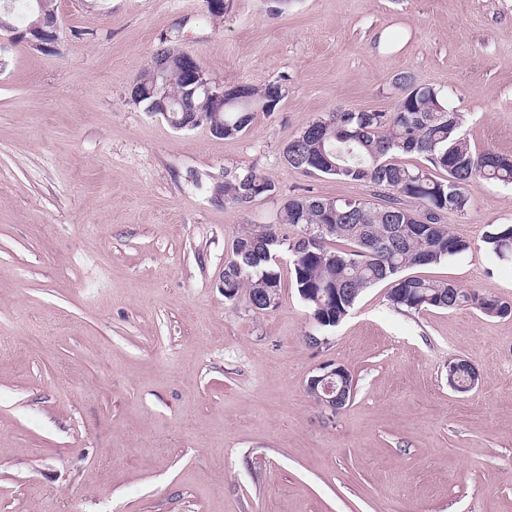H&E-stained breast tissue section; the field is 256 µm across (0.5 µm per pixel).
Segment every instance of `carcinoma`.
Here are the masks:
<instances>
[{
	"instance_id": "obj_1",
	"label": "carcinoma",
	"mask_w": 512,
	"mask_h": 512,
	"mask_svg": "<svg viewBox=\"0 0 512 512\" xmlns=\"http://www.w3.org/2000/svg\"><path fill=\"white\" fill-rule=\"evenodd\" d=\"M402 94L391 112H331L314 125L310 135H295L285 145L287 163L312 175L364 182L388 189L387 200L375 205L360 199H337L326 207L323 197L296 195L282 205L275 224L252 225L232 243L224 264V287L245 293L259 308L265 295L280 291L278 264L272 260L288 251L294 283L301 299L322 327H336L368 288L387 282L388 300L402 312L425 308L472 305L490 317H506V300L487 291L465 290L448 281L408 277L410 267L439 263L472 248L444 224L448 212L464 213L469 189L483 181L512 185V157L477 150L462 130V115L445 106L436 88L401 76ZM274 84L248 87L249 104L208 111L205 97L176 104L177 117L203 111V125L224 124V138L241 135L255 113L273 99ZM417 155L421 163L410 161ZM258 184L257 196L276 194V187L253 170L224 181V202H243V180ZM419 203L418 212L405 201ZM326 225L314 246L288 241L280 226L304 231ZM342 241L348 249L328 245ZM485 249L498 260L512 258V225L496 224L483 237Z\"/></svg>"
}]
</instances>
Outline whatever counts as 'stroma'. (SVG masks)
<instances>
[{"instance_id":"35a3bbf8","label":"stroma","mask_w":512,"mask_h":512,"mask_svg":"<svg viewBox=\"0 0 512 512\" xmlns=\"http://www.w3.org/2000/svg\"><path fill=\"white\" fill-rule=\"evenodd\" d=\"M54 8L53 50L0 31V512H512V317L401 313L380 284L314 347L288 255L273 309L221 288L235 236L289 197L382 203L282 150L328 113L392 111L401 74L512 156V0ZM165 47L284 97L233 139L174 129L129 96ZM249 169L276 195L216 201ZM445 222L471 250L415 276L512 301V265L483 244L512 224V187L478 184ZM458 358L483 375L465 394ZM326 361L356 385L333 416L306 390Z\"/></svg>"}]
</instances>
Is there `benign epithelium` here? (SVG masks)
Wrapping results in <instances>:
<instances>
[{
  "label": "benign epithelium",
  "instance_id": "7a95c632",
  "mask_svg": "<svg viewBox=\"0 0 512 512\" xmlns=\"http://www.w3.org/2000/svg\"><path fill=\"white\" fill-rule=\"evenodd\" d=\"M58 24L55 21L46 22L43 18L31 21L27 26L18 30L14 27L7 29L10 40L14 43H25L32 48L47 50L58 42ZM171 79L183 82L182 92L186 95L202 94L216 107H224V101L231 103L243 100L246 86L225 88L215 83L193 55L179 50H167L157 61L150 77L138 86L132 101L140 103L146 97H153L162 90ZM307 390L334 416L339 413L336 402L349 403L354 397L355 382L352 372L341 364L327 362L310 376L306 384Z\"/></svg>",
  "mask_w": 512,
  "mask_h": 512
}]
</instances>
